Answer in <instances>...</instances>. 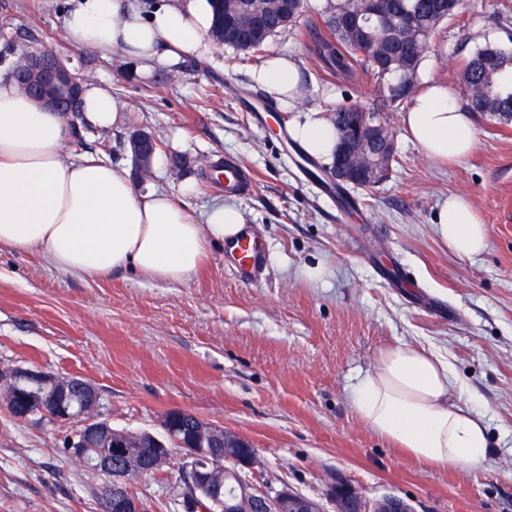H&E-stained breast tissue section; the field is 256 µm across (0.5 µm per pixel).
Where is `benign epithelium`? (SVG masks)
<instances>
[{
  "label": "benign epithelium",
  "mask_w": 512,
  "mask_h": 512,
  "mask_svg": "<svg viewBox=\"0 0 512 512\" xmlns=\"http://www.w3.org/2000/svg\"><path fill=\"white\" fill-rule=\"evenodd\" d=\"M242 0H224L228 29L237 25L254 34L262 27V17L255 9H246ZM374 18L387 23L401 34L400 44L407 53H412L420 41L416 20L410 15L393 16L386 0H362L361 14L339 19V24L351 37L364 39L361 17ZM368 53L379 72L386 73L385 64L394 53L374 41L367 42ZM16 67L23 68L39 83V89L27 91L36 102L58 112L70 113L80 99L82 85L86 78L75 74L70 61L54 54L42 56L37 52H26ZM395 152L394 135L388 128L366 124L359 114L353 112L342 125L340 140L332 173L335 179L354 186L369 187L378 179L377 170L368 164L375 157L387 164ZM78 385L85 389L88 400L75 414L68 401L69 390ZM0 388L8 389L10 411L19 420L39 417L55 424H76L77 430L65 443L64 452L70 457L83 458L88 434L112 435V447H127L124 438L128 433L111 428V423L100 411V397L92 383L74 376H61L46 372L38 367L0 366ZM177 411L170 410L160 419L165 439L148 431L136 433L137 447L148 448L150 465L144 470L149 473L162 468L170 458V448L183 451L187 480L182 488L188 502L196 503V512H209L222 508L224 512H328L325 503L339 507L348 504L349 512H411L410 507L399 497L384 496L375 501L367 500L362 493L347 481L331 484L326 492V502L304 496L286 484L280 487L258 486L247 482L241 484L240 499L225 503L220 489L213 485L219 471L224 478H237L241 471L253 469L260 460L253 444L239 434L220 429L203 418L195 417V426L186 430L175 424ZM93 470L105 475L109 483L105 487L104 512H153L149 500L137 497L125 490L128 469L108 467L102 459L96 460Z\"/></svg>",
  "instance_id": "benign-epithelium-1"
}]
</instances>
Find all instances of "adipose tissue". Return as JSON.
<instances>
[{
    "mask_svg": "<svg viewBox=\"0 0 512 512\" xmlns=\"http://www.w3.org/2000/svg\"><path fill=\"white\" fill-rule=\"evenodd\" d=\"M210 0H68L63 39L71 47L117 50L147 71L181 58L211 59ZM290 112L291 139L310 156L333 159L336 129L317 111L302 112V74L275 52L251 74ZM120 106L107 82L87 83L79 118L54 111L0 78V245L40 251L71 276H104L130 268L147 279L179 283L198 267L209 243L235 237L243 222L235 205L218 201L194 214L180 196L139 190L126 170L96 156L73 155V125L114 127ZM407 135L429 157L455 161L477 142L472 112L448 89L416 92L402 116ZM450 252L471 259L487 246L488 229L462 198L436 215ZM357 415L412 459L435 467L472 466L487 458L489 427L466 404V391L440 349L399 342L380 349L350 389Z\"/></svg>",
    "mask_w": 512,
    "mask_h": 512,
    "instance_id": "1",
    "label": "adipose tissue"
}]
</instances>
